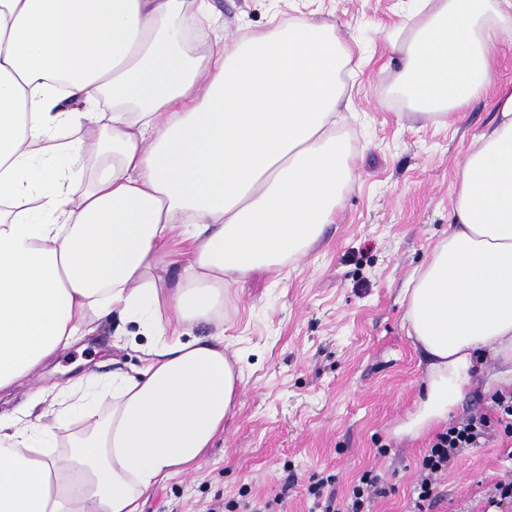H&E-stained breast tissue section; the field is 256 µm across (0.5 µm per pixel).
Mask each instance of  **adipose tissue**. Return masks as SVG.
I'll return each instance as SVG.
<instances>
[{"label": "adipose tissue", "mask_w": 512, "mask_h": 512, "mask_svg": "<svg viewBox=\"0 0 512 512\" xmlns=\"http://www.w3.org/2000/svg\"><path fill=\"white\" fill-rule=\"evenodd\" d=\"M388 36L383 105L457 121L488 88L512 0H415ZM209 0H0V391L119 311L136 374H87L54 423L0 422V512H141L224 432L242 371L230 288L318 242L354 182L339 132L356 44L291 18L200 55ZM457 165L451 228L406 289L424 393L397 429L446 419L490 356L512 383V89ZM188 257L161 287L168 244ZM215 332L201 339L190 326Z\"/></svg>", "instance_id": "adipose-tissue-1"}]
</instances>
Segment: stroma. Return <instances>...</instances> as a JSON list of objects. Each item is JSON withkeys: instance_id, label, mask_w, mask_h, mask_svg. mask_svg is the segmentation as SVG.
Returning a JSON list of instances; mask_svg holds the SVG:
<instances>
[{"instance_id": "1", "label": "stroma", "mask_w": 512, "mask_h": 512, "mask_svg": "<svg viewBox=\"0 0 512 512\" xmlns=\"http://www.w3.org/2000/svg\"><path fill=\"white\" fill-rule=\"evenodd\" d=\"M210 3L220 40L291 16L335 21L344 40L362 39L341 107L356 182L306 254L234 286L224 308V348L245 369L236 409L197 468L157 485L142 512H222L228 502L279 494L286 512H310L311 483L325 480L324 494L342 503L367 470L386 490L370 512H409L422 456L445 426L415 438L395 433L426 371L406 333L403 292L448 235L457 164L495 118L491 90L450 126L413 118L402 105L378 107L399 66L381 34L403 21L408 0ZM93 327L37 374L1 391L0 417L18 420L31 411L53 420L48 403L32 402L41 387L144 365L147 341L123 314L95 317ZM497 369L496 361L480 363L453 420L492 415L488 379ZM511 479L512 442L492 434L449 465L434 512H485L495 484Z\"/></svg>"}]
</instances>
